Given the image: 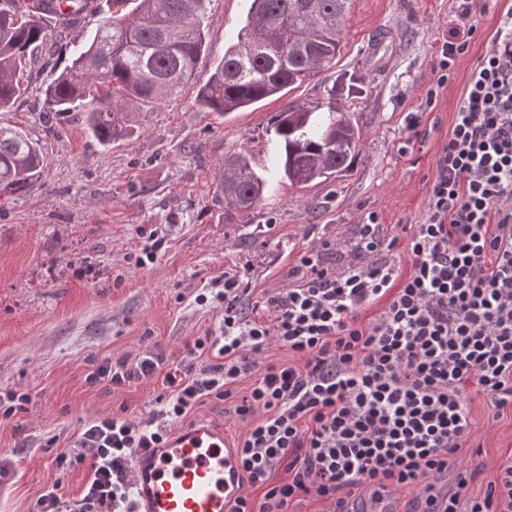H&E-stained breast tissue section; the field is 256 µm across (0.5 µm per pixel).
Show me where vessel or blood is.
Returning <instances> with one entry per match:
<instances>
[{
    "label": "vessel or blood",
    "mask_w": 512,
    "mask_h": 512,
    "mask_svg": "<svg viewBox=\"0 0 512 512\" xmlns=\"http://www.w3.org/2000/svg\"><path fill=\"white\" fill-rule=\"evenodd\" d=\"M130 473L135 512H231L244 492L237 450L223 427L208 419L175 429L165 447L137 451ZM352 508L399 512V502L369 492Z\"/></svg>",
    "instance_id": "obj_1"
}]
</instances>
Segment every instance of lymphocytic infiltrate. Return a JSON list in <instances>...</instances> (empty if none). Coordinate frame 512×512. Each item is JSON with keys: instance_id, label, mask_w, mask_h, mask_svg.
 <instances>
[{"instance_id": "1", "label": "lymphocytic infiltrate", "mask_w": 512, "mask_h": 512, "mask_svg": "<svg viewBox=\"0 0 512 512\" xmlns=\"http://www.w3.org/2000/svg\"><path fill=\"white\" fill-rule=\"evenodd\" d=\"M470 17V0H461L440 48L442 70L467 49ZM288 277L257 301L264 316L252 319L242 274L225 275L219 335L197 339L170 367L145 356L102 362L87 376L120 387L163 374L156 401L171 423L203 398L230 402L248 423L237 442L245 491L232 512H288L310 495L325 512H350L363 486L429 490L463 467L474 397L487 398L494 418L512 415V10L470 75L422 221L401 238L374 221L361 225L340 269L310 255ZM377 302L381 312L362 321ZM274 344L297 363L260 364ZM205 354L209 362L196 365ZM166 442L165 431L140 421L92 419L80 452L54 458L63 473L89 465L81 497L64 499L54 484L36 512H132L130 460ZM280 471L285 480H276ZM468 486L460 480L440 512H512V460L484 496H470Z\"/></svg>"}]
</instances>
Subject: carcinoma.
I'll return each instance as SVG.
<instances>
[{
    "label": "carcinoma",
    "mask_w": 512,
    "mask_h": 512,
    "mask_svg": "<svg viewBox=\"0 0 512 512\" xmlns=\"http://www.w3.org/2000/svg\"><path fill=\"white\" fill-rule=\"evenodd\" d=\"M97 0H0V107L26 91L28 66L54 45L51 23L68 24ZM348 0H252L246 24L204 76L206 0H105L107 16L70 51V63L46 85L41 112L47 128L62 112L87 109L88 129L107 147L133 131L132 103L158 104L197 80V101L212 112H235L286 93L335 64ZM105 91H100V88ZM278 169L306 186L345 170L359 153L361 133L331 89L315 106L289 105L273 127ZM43 159L26 132L0 126V198L29 192ZM265 180L247 154L224 158L217 190L227 208L248 214Z\"/></svg>",
    "instance_id": "cac0c4a2"
}]
</instances>
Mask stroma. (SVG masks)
I'll use <instances>...</instances> for the list:
<instances>
[{"mask_svg":"<svg viewBox=\"0 0 512 512\" xmlns=\"http://www.w3.org/2000/svg\"><path fill=\"white\" fill-rule=\"evenodd\" d=\"M251 0H207L210 53L244 25ZM512 0H475L476 33L439 83L438 49L457 24L455 0H349L334 65L285 97L223 115L204 110L187 83L154 106H134L136 129L104 147L85 115L66 112L45 126L41 90L69 58L68 45L102 17L85 14L57 39L49 64H36L23 100L0 109V126L38 140L43 171L27 194L0 200V394H28V411L0 418V512H34L43 490L60 483L66 499L82 494L88 465L59 474L56 452L73 451L84 425L102 414L156 419L161 377L127 386L88 383L104 360L146 354L179 362L188 344L219 332L220 311L200 294L245 275V305L284 287L303 253L352 241L376 217L402 235L424 213L438 153L478 58ZM356 89L340 96L361 131L358 155L336 178L290 185L273 175V123L289 102H324L337 77ZM249 152L270 178L250 213L225 208L215 175L224 157ZM473 473L468 493L484 495L512 456V417L491 420L484 398L471 405ZM208 418L232 440L246 425L230 403L204 399L186 421Z\"/></svg>","mask_w":512,"mask_h":512,"instance_id":"obj_1","label":"stroma"}]
</instances>
